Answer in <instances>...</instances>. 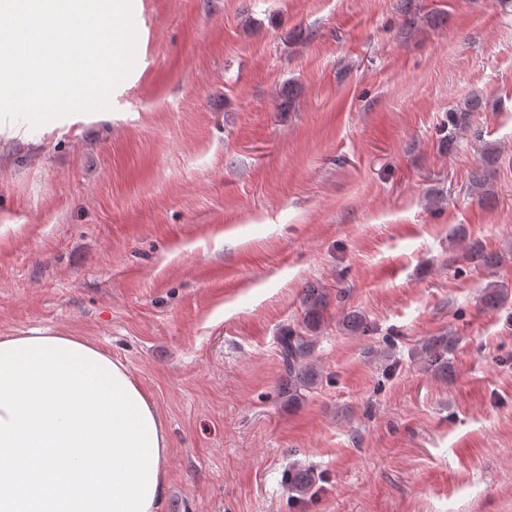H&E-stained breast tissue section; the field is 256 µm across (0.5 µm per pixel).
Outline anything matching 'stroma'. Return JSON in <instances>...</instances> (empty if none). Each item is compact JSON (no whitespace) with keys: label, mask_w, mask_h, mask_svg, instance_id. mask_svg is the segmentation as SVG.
Returning a JSON list of instances; mask_svg holds the SVG:
<instances>
[{"label":"stroma","mask_w":512,"mask_h":512,"mask_svg":"<svg viewBox=\"0 0 512 512\" xmlns=\"http://www.w3.org/2000/svg\"><path fill=\"white\" fill-rule=\"evenodd\" d=\"M138 2L110 110L0 124V336L128 367L168 428L158 512H512V7L418 0L441 23L410 33L400 0ZM310 285L319 376L292 403L277 349ZM304 322L309 332L315 333L321 322L323 310L326 305V293L323 288L309 286L306 288L304 297ZM455 340L451 336H436L427 339L422 344V354L428 368L434 370L448 369V352H450Z\"/></svg>","instance_id":"35a3bbf8"}]
</instances>
